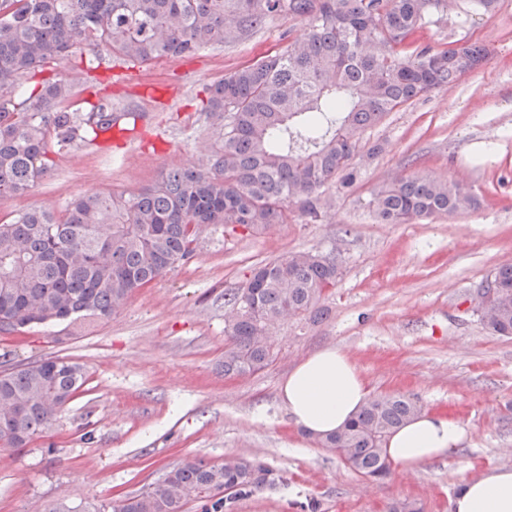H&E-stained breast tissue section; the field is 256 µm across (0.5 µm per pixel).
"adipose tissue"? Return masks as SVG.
<instances>
[{
	"label": "adipose tissue",
	"mask_w": 512,
	"mask_h": 512,
	"mask_svg": "<svg viewBox=\"0 0 512 512\" xmlns=\"http://www.w3.org/2000/svg\"><path fill=\"white\" fill-rule=\"evenodd\" d=\"M369 397L355 363L343 351L325 347L309 355L288 375L280 401L295 424L313 437L341 430ZM467 432L454 418L421 412L393 432L386 453L407 471L442 459L465 442ZM452 512H512V468L499 467L463 479Z\"/></svg>",
	"instance_id": "adipose-tissue-1"
}]
</instances>
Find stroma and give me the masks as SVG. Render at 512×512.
Listing matches in <instances>:
<instances>
[{"mask_svg":"<svg viewBox=\"0 0 512 512\" xmlns=\"http://www.w3.org/2000/svg\"><path fill=\"white\" fill-rule=\"evenodd\" d=\"M452 0L424 41L479 42L487 63L452 89L388 113L360 136L352 192L318 220L257 236L206 229L195 256L139 289L110 319L72 335L62 326L0 334V370L46 357L84 364L88 381L50 430L0 452V512H68L139 491L187 460L258 458L283 481L239 501L235 512H450L462 478L512 466V337L488 331L472 295L512 264V0L463 18ZM308 20L277 18L238 42L188 60L100 71L103 94L141 117L124 139L53 154L50 174L22 196L0 197V218L32 207L59 213L74 198L147 187L163 170L209 155L217 131L199 112L207 85L304 36ZM375 157H367L372 145ZM423 170L461 183L479 204L455 216L385 224L368 202L391 178ZM335 251L343 275L322 322L288 320L276 361L229 377L224 293L255 266L296 251ZM335 346L371 395L400 393L459 420L466 441L446 458L368 481L295 427L279 388L315 350Z\"/></svg>","mask_w":512,"mask_h":512,"instance_id":"1","label":"stroma"}]
</instances>
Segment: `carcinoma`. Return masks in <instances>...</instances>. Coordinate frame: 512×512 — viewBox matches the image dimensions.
Masks as SVG:
<instances>
[{
  "label": "carcinoma",
  "mask_w": 512,
  "mask_h": 512,
  "mask_svg": "<svg viewBox=\"0 0 512 512\" xmlns=\"http://www.w3.org/2000/svg\"><path fill=\"white\" fill-rule=\"evenodd\" d=\"M448 0H0V196L28 192L52 166L51 146L71 149L117 122L112 100L71 109L80 90L65 77L36 80L78 51L147 63L192 57L263 28L276 17L306 18L304 38L213 82L206 117L222 129L199 168H171L139 192L89 193L60 215L26 209L0 220V333L64 323L78 331L119 312L130 297L198 247L210 225L259 235L294 217L316 220L356 180L361 132L389 112L488 59L477 42L416 46ZM30 87L20 90L22 84ZM477 203L458 183L419 171L380 187L370 205L387 224L452 216ZM342 275L332 251H299L252 269L224 295V374L246 376L276 360L272 333L288 319L317 322ZM476 313L512 336V264L483 281ZM87 382L86 367L48 357L0 372V451L48 430ZM421 411L402 394L370 397L342 430L317 439L368 479L391 471L389 435ZM270 468L243 457L174 466L121 508L85 512H233L273 489Z\"/></svg>",
  "instance_id": "carcinoma-1"
}]
</instances>
